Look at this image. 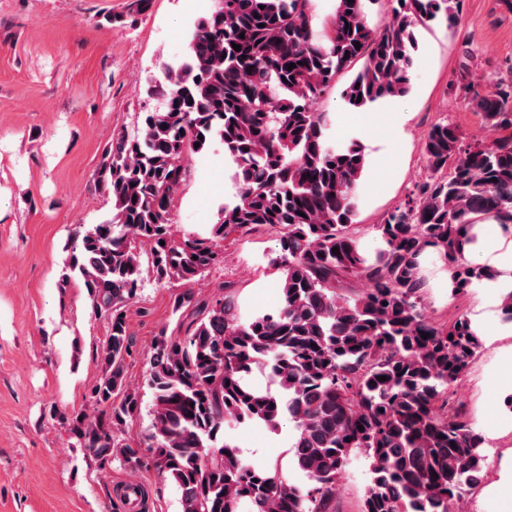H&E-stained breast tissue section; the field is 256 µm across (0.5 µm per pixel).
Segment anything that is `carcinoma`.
Here are the masks:
<instances>
[{
  "mask_svg": "<svg viewBox=\"0 0 512 512\" xmlns=\"http://www.w3.org/2000/svg\"><path fill=\"white\" fill-rule=\"evenodd\" d=\"M312 2L214 0L194 25L188 60L152 87L161 105L106 150L94 179L112 198V216L73 229L62 274L107 321L100 374L71 432L102 467L155 469L180 490L181 512H241L245 503L249 512H336V483L358 454L371 474L359 512H454L488 461L457 398L482 341L466 316L425 317L420 257L435 249L457 295L487 277L463 247L482 220L512 224V88L471 99L496 134L491 143H465L448 123L430 129V175L376 225L372 259L353 224L365 148L332 139V117L313 105L356 65L341 92L348 107L406 95L414 28L454 17L461 0H390L382 28L368 21L375 0H336L322 36ZM215 142L236 193L208 233L177 237L170 212L190 179L187 158ZM263 227L278 231V305L244 318L229 295L200 297L193 284L219 262L221 243ZM146 271L184 290L172 303L175 327L152 343L151 455L141 457L119 430L141 413L140 390L127 382V310ZM354 279L366 288L347 298L341 291ZM256 369L277 389L249 382ZM285 418L301 483L244 461L224 436L226 427L276 429Z\"/></svg>",
  "mask_w": 512,
  "mask_h": 512,
  "instance_id": "cac0c4a2",
  "label": "carcinoma"
}]
</instances>
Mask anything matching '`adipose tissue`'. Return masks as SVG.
<instances>
[{"instance_id": "1", "label": "adipose tissue", "mask_w": 512, "mask_h": 512, "mask_svg": "<svg viewBox=\"0 0 512 512\" xmlns=\"http://www.w3.org/2000/svg\"><path fill=\"white\" fill-rule=\"evenodd\" d=\"M473 233L474 240L464 247L466 257L494 270L495 276L478 287L480 303L470 317L471 328L484 347H496L499 361L487 376L507 397L512 395V323L495 310L512 293V225L478 224Z\"/></svg>"}]
</instances>
